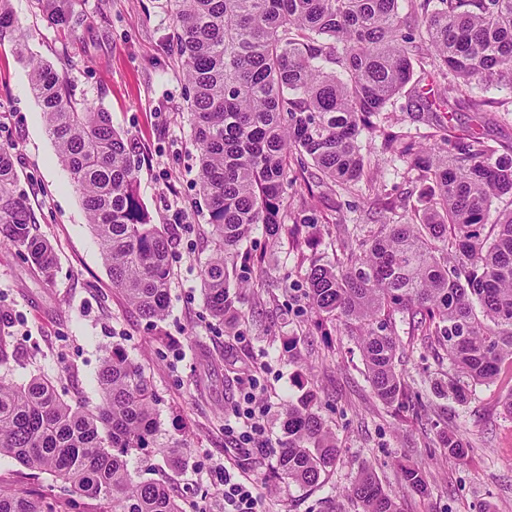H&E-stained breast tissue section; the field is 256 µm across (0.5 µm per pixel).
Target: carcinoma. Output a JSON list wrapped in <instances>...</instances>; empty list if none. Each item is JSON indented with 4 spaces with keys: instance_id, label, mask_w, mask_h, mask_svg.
<instances>
[{
    "instance_id": "1",
    "label": "carcinoma",
    "mask_w": 512,
    "mask_h": 512,
    "mask_svg": "<svg viewBox=\"0 0 512 512\" xmlns=\"http://www.w3.org/2000/svg\"><path fill=\"white\" fill-rule=\"evenodd\" d=\"M176 53L186 71V101L199 150V193L208 208L213 249L201 266L202 295L212 316L229 325L244 317L230 290L227 263L250 257L242 243L257 229L271 238L298 233L313 216L291 214L288 173L314 166L319 183L348 192L370 174L360 152L362 133L377 132L373 117L407 85L419 112L466 108L484 114L493 101L475 88L512 90V0H169ZM48 24L75 30L69 0H33ZM17 30L10 0H0V37ZM444 84L438 104L421 94L414 57ZM31 90L59 159L79 192L112 279L146 320L169 306L173 234L151 222L137 193L131 139L112 127L109 113L75 99L67 79L42 61L32 63ZM383 149L410 158L425 186L417 224L385 222L367 230L359 250L339 266L315 259L306 299L321 322L354 325L374 395L383 403H421L396 370V316L420 326L445 352L450 372L431 392L463 404L479 384L492 382L512 359V210L492 215L512 196V151L484 133L460 136L435 119L434 142L414 153L403 135L380 131ZM12 145L0 144V232L42 277L56 258L33 232ZM293 215L294 226L282 223ZM492 225V233L485 226ZM16 358L0 330V368ZM99 403L72 404L52 383L18 384L0 377V456L47 474L60 494L0 484V512H187V502L162 480L138 481L133 454H168L157 444L156 396L140 367L117 345L97 373ZM311 387L285 404L286 440L277 473L314 487L336 465L341 448L322 418ZM439 447L463 458L458 434L441 431ZM402 485L424 494V469L399 464ZM344 498L360 512H398L372 469L364 466Z\"/></svg>"
}]
</instances>
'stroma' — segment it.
I'll return each mask as SVG.
<instances>
[{"instance_id": "35a3bbf8", "label": "stroma", "mask_w": 512, "mask_h": 512, "mask_svg": "<svg viewBox=\"0 0 512 512\" xmlns=\"http://www.w3.org/2000/svg\"><path fill=\"white\" fill-rule=\"evenodd\" d=\"M76 7L85 23L65 46L30 0H11L18 32L33 55L65 74L77 97L108 112L114 128L138 143V195L153 223H173L179 212L190 223L172 246L168 312L149 322L113 288L80 198L46 132L30 68L11 39L0 40V142L15 146L19 186L38 234L52 244L57 260L48 281L13 249L0 248V310L19 351L9 378L22 383L40 375L62 399L93 406L99 401L101 360L106 350L120 346L152 384L159 443L189 448L180 470L158 453L147 464L133 458L131 468L153 479L170 478L194 512H224L220 478L227 471L253 483L265 512H339L346 505L343 489L364 466L372 468L399 512H478L482 504L489 512H512V415L502 405L512 393V362L504 361L496 381L477 386L466 404L436 397L431 384L447 373L448 359L409 318H398L404 356L396 369L420 391L424 405H387L374 396L351 333L341 326L315 327L304 297L310 254L342 261L347 226L417 218L421 186L414 172L402 159L381 153L379 140L361 135L363 156L380 168L378 189L363 183L338 195L315 188L307 199L321 223L315 250L299 236L272 239L255 231L242 246L253 268L230 274L247 319L228 328L212 318L200 290L199 269L212 249L209 216L198 191V150L182 64L172 47L168 2L76 0ZM378 122L416 144L430 132L411 112L404 92ZM260 365L273 449L244 452L225 437L224 423ZM308 383L318 390L321 415L342 450L315 488L273 475L274 451L284 439L283 403ZM445 427L459 430L469 448L464 459L438 449L437 433ZM402 461L425 469L426 493L404 488Z\"/></svg>"}]
</instances>
